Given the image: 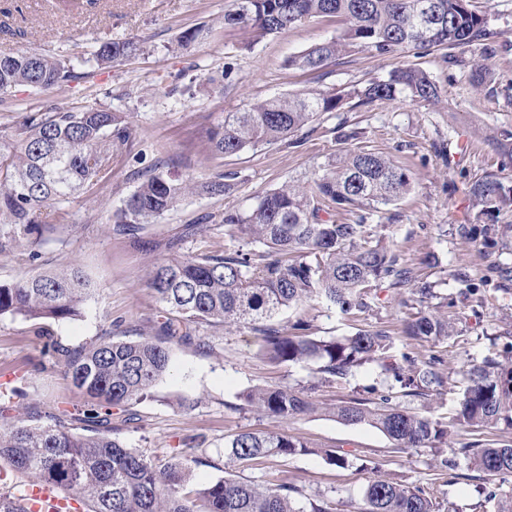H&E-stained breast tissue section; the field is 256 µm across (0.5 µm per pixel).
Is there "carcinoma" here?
<instances>
[{
  "label": "carcinoma",
  "instance_id": "cac0c4a2",
  "mask_svg": "<svg viewBox=\"0 0 512 512\" xmlns=\"http://www.w3.org/2000/svg\"><path fill=\"white\" fill-rule=\"evenodd\" d=\"M336 18V36L309 46L288 60V66L322 78L326 69L355 51L407 57L444 51L451 63L477 46H488L495 33L486 12L473 0H236L224 24L249 27L260 36L279 33L313 18ZM208 29L188 28L177 39L187 49L203 40ZM140 46L132 40L102 42L94 51L99 66L122 62ZM473 87L480 88L489 70L481 56L472 59ZM80 77L70 61L26 51L0 56V93L17 86L49 89ZM397 96L436 101L439 89L422 69L403 62L384 79L334 91L273 96L241 112H228L207 134L209 151L222 158L248 146L282 141L345 104L355 108ZM356 129L337 136L343 144L307 186L287 185L266 193L245 212L220 217L239 227L249 243L268 251L233 255L196 254L157 263L148 287L162 307L157 335L125 340L103 336L77 347L51 342L49 351L65 367L75 387L90 403L83 411V432L64 423L65 412L48 421L24 420L0 425V462L12 471L56 487L60 495L89 506L87 512H302L296 507L302 491L288 482L267 488L231 476L202 485L195 496L181 494L199 457L175 452L162 468L114 436L112 409L140 402L170 365L171 342L194 341L190 325L249 329L261 337V351L272 362H311L328 382L347 383L369 363L380 369L376 383L363 388L366 398H352L333 408L336 419L368 425L393 441L395 449L428 448L439 469L466 466L489 475L512 474V445L475 439L445 456L452 429H512V342L462 373L465 386L449 421L403 410L391 404L400 396L425 399L445 383L444 360H420L410 352L391 354L392 337L383 330H360L324 339L303 332L290 334L273 324L281 311L316 300L343 314L371 307V291L387 283L409 286L421 303L435 297L432 282L412 281L411 271L365 224V213L387 206L409 191L408 173L381 155L350 147L361 138ZM130 138L128 115L88 104L79 111L54 107L31 112L24 137L0 141V249L12 233L49 227L47 208L70 202L84 188L107 181L112 153ZM237 173H219L202 181L160 172L143 176L134 192L113 214L123 232L134 235L144 224H156L189 194L222 197L234 186ZM469 195L481 208H512V187L488 173L469 183ZM357 213L353 223L320 218L324 206ZM467 240L483 238L488 229L460 224ZM460 302L482 300L493 289L509 293L502 283L479 281L465 273L456 277ZM94 293L92 282L78 267L42 272L0 284V316H21L34 333L45 326L80 316ZM453 331L448 317L420 311L407 322L412 342L441 339ZM248 406L283 420L317 410L303 392L290 387H257L245 395ZM310 447L284 433L242 432L225 444L230 463L307 453ZM358 512H438L421 487L411 488L380 475L365 488Z\"/></svg>",
  "mask_w": 512,
  "mask_h": 512
}]
</instances>
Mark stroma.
<instances>
[{
    "label": "stroma",
    "instance_id": "1",
    "mask_svg": "<svg viewBox=\"0 0 512 512\" xmlns=\"http://www.w3.org/2000/svg\"><path fill=\"white\" fill-rule=\"evenodd\" d=\"M491 29L497 31L491 77L480 91L470 85L469 64L452 65L442 53L417 57L416 64L440 90L438 102L398 97L357 109L320 115L288 139L213 157L205 135L250 102L304 90H347L386 77L395 65L389 56L365 51L330 66L321 80L290 68L288 60L336 34V23L312 18L294 28L256 40L244 27L225 25L235 0H83L81 9L66 0H0L11 9L10 33L0 32V55L37 51L68 58L79 80L50 89L20 86L0 94V136L19 139L27 112L88 103L128 113L131 138L114 154L109 182L86 188L62 206L53 229L19 233L0 251V284L79 265L92 279L95 293L84 315L52 323L49 338L81 346L113 335L135 339L151 331L159 304L147 286L153 267L175 255L233 254L246 240L236 227L214 224L212 214L248 210L266 192L302 184L337 154L340 128L362 129V147L404 168L412 187L394 204L369 212L367 221L385 234L401 262L418 279L439 282L441 294L455 293L458 272L477 279L492 266H512V245L495 250L461 239L460 224H512V211L479 213L468 194L469 181L493 173L512 186V0H478ZM196 25L208 27L201 42L181 50L179 34ZM133 40L141 51L112 66H94L89 58L102 42ZM206 179L219 172L237 173V185L222 197L191 194L159 223L136 235L118 231L113 213L136 189L139 171ZM37 260H30L31 251ZM422 308L410 290L382 287L371 309L343 315L310 301L279 316L284 327L304 320L312 335L332 338L360 330L383 329L395 345L405 342L404 326ZM512 329V300L492 301L472 310L457 307L455 333L444 340H424L419 356L444 360L447 381L427 400L394 397V405L416 412L449 416L458 397L462 370L493 351L491 341ZM46 338V339H49ZM35 336L30 322L0 317V384L23 389L12 413L65 409L69 427L80 428L86 397L76 389ZM250 331L226 332L202 326L194 344L171 343L168 372L150 397L130 412L114 409L115 435L154 463L165 464L172 449L203 458L183 492L193 495L204 483L225 474L273 487L282 482L302 489L299 507L309 499L327 501L329 512H356L374 472L432 493L440 512H492L484 489L512 490V474L448 479L438 474L428 449L394 450L392 441L367 425H347L329 409L361 394L376 380L377 366L361 369L350 383L322 382L311 363L276 365L259 352ZM304 390L318 410L280 420L247 407L241 394L253 387ZM284 432L300 438L309 452L286 458L258 459L226 466L224 444L242 432ZM347 455L345 467L328 464L322 452Z\"/></svg>",
    "mask_w": 512,
    "mask_h": 512
}]
</instances>
